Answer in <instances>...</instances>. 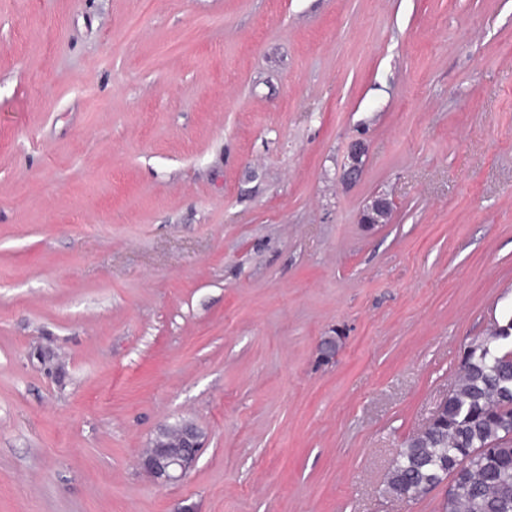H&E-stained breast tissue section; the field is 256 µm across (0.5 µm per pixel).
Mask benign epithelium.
<instances>
[{
  "mask_svg": "<svg viewBox=\"0 0 512 512\" xmlns=\"http://www.w3.org/2000/svg\"><path fill=\"white\" fill-rule=\"evenodd\" d=\"M394 203L385 196H375L361 214L363 224H388ZM202 443L201 430L191 422H178L159 430L149 448L140 457V467L159 488L183 480L194 467Z\"/></svg>",
  "mask_w": 512,
  "mask_h": 512,
  "instance_id": "obj_1",
  "label": "benign epithelium"
}]
</instances>
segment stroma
Returning a JSON list of instances; mask_svg holds the SVG:
<instances>
[{
    "instance_id": "obj_1",
    "label": "stroma",
    "mask_w": 512,
    "mask_h": 512,
    "mask_svg": "<svg viewBox=\"0 0 512 512\" xmlns=\"http://www.w3.org/2000/svg\"><path fill=\"white\" fill-rule=\"evenodd\" d=\"M509 315L512 0H0V512H438L384 477ZM394 203L385 196H375L366 204L361 214L362 224H388L392 219ZM202 436L194 423L186 421L160 429L140 457L141 469L159 488L180 482L198 459Z\"/></svg>"
}]
</instances>
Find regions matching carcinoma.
<instances>
[{
    "label": "carcinoma",
    "mask_w": 512,
    "mask_h": 512,
    "mask_svg": "<svg viewBox=\"0 0 512 512\" xmlns=\"http://www.w3.org/2000/svg\"><path fill=\"white\" fill-rule=\"evenodd\" d=\"M512 316L470 342L438 422L406 441L385 491L419 500L443 483L440 512H512Z\"/></svg>",
    "instance_id": "carcinoma-1"
}]
</instances>
